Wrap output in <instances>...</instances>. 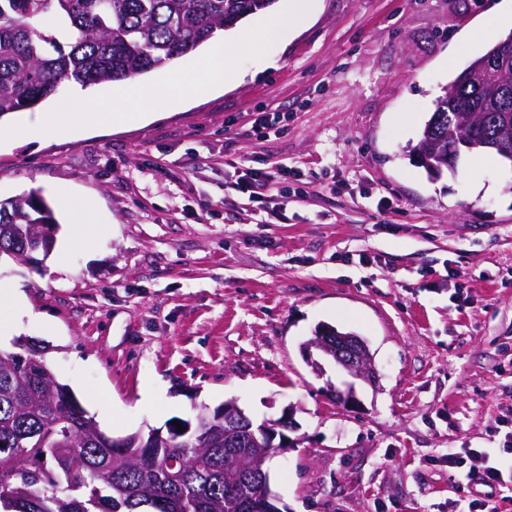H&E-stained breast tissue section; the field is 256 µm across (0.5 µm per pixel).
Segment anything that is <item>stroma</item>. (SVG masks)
<instances>
[{
    "label": "stroma",
    "instance_id": "obj_1",
    "mask_svg": "<svg viewBox=\"0 0 512 512\" xmlns=\"http://www.w3.org/2000/svg\"><path fill=\"white\" fill-rule=\"evenodd\" d=\"M512 0H314L310 16L196 97L192 51L138 77L158 118L0 140V200L39 189L60 222L48 256L0 258L21 297L0 329L47 360L112 436L233 399L290 416L266 463L283 512H512V164L433 175L408 153L449 83L508 33ZM281 112L279 131L255 132ZM294 168L261 223L242 170ZM90 204V248L75 238ZM364 337L377 385L305 350L318 325ZM160 399L145 398L146 387ZM353 389L340 407L336 390ZM452 448H474L468 469Z\"/></svg>",
    "mask_w": 512,
    "mask_h": 512
}]
</instances>
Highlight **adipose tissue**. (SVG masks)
I'll return each instance as SVG.
<instances>
[{"label":"adipose tissue","instance_id":"obj_1","mask_svg":"<svg viewBox=\"0 0 512 512\" xmlns=\"http://www.w3.org/2000/svg\"><path fill=\"white\" fill-rule=\"evenodd\" d=\"M293 22L279 12L270 13L264 29L246 36L244 40L223 41L211 45L197 62L196 88L205 96L224 87L232 73V66L241 49L259 53L266 38L291 31ZM136 109L141 118L151 116L150 92L141 89L137 100H129L126 90H119L113 100L91 110L83 96L69 98L62 111L45 113L39 125L41 134H63L76 127L106 129L120 123L127 109Z\"/></svg>","mask_w":512,"mask_h":512}]
</instances>
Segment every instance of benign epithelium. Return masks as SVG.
Here are the masks:
<instances>
[{
  "label": "benign epithelium",
  "instance_id": "obj_1",
  "mask_svg": "<svg viewBox=\"0 0 512 512\" xmlns=\"http://www.w3.org/2000/svg\"><path fill=\"white\" fill-rule=\"evenodd\" d=\"M37 231L30 236V248L15 255L18 261H30L34 254L46 248L48 239L54 237L56 225L37 224ZM305 349L307 352L317 351L321 357L332 361L336 366L347 372L350 376L369 383L375 381V369L372 355L365 339L355 333L336 332L334 335L324 334L310 340ZM288 428V421L282 419L277 422H265L262 426L251 432L252 441L259 448H286L289 445L288 436L284 429Z\"/></svg>",
  "mask_w": 512,
  "mask_h": 512
}]
</instances>
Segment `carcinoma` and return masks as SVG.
I'll return each instance as SVG.
<instances>
[{
    "label": "carcinoma",
    "instance_id": "obj_1",
    "mask_svg": "<svg viewBox=\"0 0 512 512\" xmlns=\"http://www.w3.org/2000/svg\"><path fill=\"white\" fill-rule=\"evenodd\" d=\"M275 0H0V119L33 110L71 82L83 87L132 79L173 64L218 32L269 10ZM51 16L56 26L39 25ZM489 48L450 84L410 153L428 171L448 167L462 127L482 123L470 153L501 152L485 141L507 134L512 96L504 99L484 62L512 77V52ZM35 190L0 203V252L23 249L22 225L56 224ZM48 346L16 339L0 351V507L4 512H256L269 487L245 434L224 428V406L201 407L182 429L127 435L112 447L102 430L44 359ZM182 459L180 476L166 469Z\"/></svg>",
    "mask_w": 512,
    "mask_h": 512
}]
</instances>
